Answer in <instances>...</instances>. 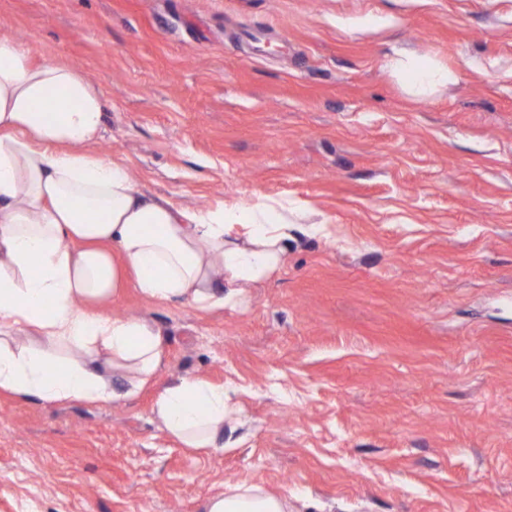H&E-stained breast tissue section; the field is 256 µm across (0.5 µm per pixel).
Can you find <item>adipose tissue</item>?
I'll return each mask as SVG.
<instances>
[{"label":"adipose tissue","mask_w":512,"mask_h":512,"mask_svg":"<svg viewBox=\"0 0 512 512\" xmlns=\"http://www.w3.org/2000/svg\"><path fill=\"white\" fill-rule=\"evenodd\" d=\"M390 66L417 94L453 79L412 55ZM103 128L81 72L0 37V390L45 403L132 396L161 367L163 334L99 304L131 286L149 301L239 308L288 256L286 204L191 210L149 196L95 151ZM153 411L188 448L223 447L236 415L198 377L163 388ZM207 512H288V496L234 485Z\"/></svg>","instance_id":"obj_1"}]
</instances>
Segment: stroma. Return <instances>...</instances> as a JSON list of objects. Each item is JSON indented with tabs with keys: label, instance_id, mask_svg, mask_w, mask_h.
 Returning <instances> with one entry per match:
<instances>
[{
	"label": "stroma",
	"instance_id": "obj_1",
	"mask_svg": "<svg viewBox=\"0 0 512 512\" xmlns=\"http://www.w3.org/2000/svg\"><path fill=\"white\" fill-rule=\"evenodd\" d=\"M1 36L99 91L97 149L140 189L301 229L249 307L112 298L165 337L133 397L0 392V512H207L242 483L292 512H512V0H0ZM397 49L453 82L411 96ZM185 375L236 407L223 447L163 433Z\"/></svg>",
	"mask_w": 512,
	"mask_h": 512
}]
</instances>
